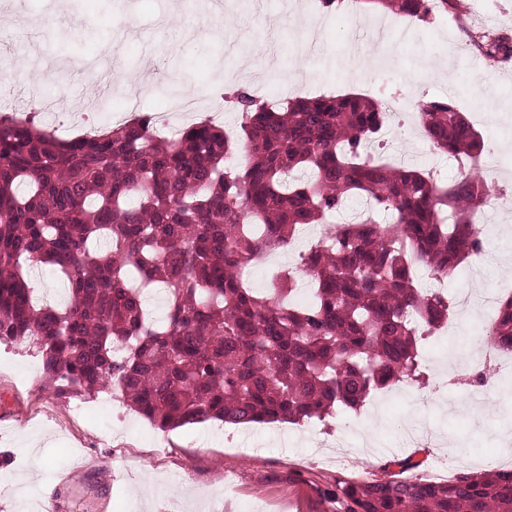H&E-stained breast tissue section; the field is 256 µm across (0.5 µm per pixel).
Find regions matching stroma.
<instances>
[{
  "label": "stroma",
  "instance_id": "obj_1",
  "mask_svg": "<svg viewBox=\"0 0 512 512\" xmlns=\"http://www.w3.org/2000/svg\"><path fill=\"white\" fill-rule=\"evenodd\" d=\"M459 13L423 23L367 10L340 16L320 12L316 0H0V81L17 107L31 93L59 99L37 120L56 126L73 119L111 127L130 92L141 112L171 121L177 88L208 109L235 84L218 79L242 57L259 60L243 76L248 93L269 100L323 94L375 95L385 84L403 115L419 103L444 98L463 112L496 157L490 186L512 192V62L492 65L479 56L471 34L512 30V0H463ZM134 6V24H120ZM110 75L99 92L83 65ZM493 84L503 104L489 113L477 96ZM385 150L402 163L430 169L435 180L457 178V162L437 155L421 129L391 121L381 132ZM484 262L462 263L448 285L492 292L511 280L502 250L512 251V209L484 214ZM312 242L300 233L287 252L256 263L249 284L265 292L269 272L290 268ZM451 323L420 344L432 382H406L374 393L358 413L328 424H272L241 429L216 422L162 432L102 392L71 400L45 388L29 343L0 345V512H159L170 502L181 512H345L336 497L344 481L382 477L385 463L408 458L417 475L487 469L512 433V380L476 405V389L442 386L451 366L471 363L462 339L477 315L449 310Z\"/></svg>",
  "mask_w": 512,
  "mask_h": 512
}]
</instances>
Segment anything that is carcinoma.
Instances as JSON below:
<instances>
[{
    "label": "carcinoma",
    "mask_w": 512,
    "mask_h": 512,
    "mask_svg": "<svg viewBox=\"0 0 512 512\" xmlns=\"http://www.w3.org/2000/svg\"><path fill=\"white\" fill-rule=\"evenodd\" d=\"M352 4L425 22L459 0H321L328 12ZM473 45L489 61L512 60L507 33ZM236 100L243 166L209 121L165 139L137 117L69 140L31 120L0 121V342L31 343L56 396L108 386L167 431L210 420L324 423L389 383H429L420 340L447 323L449 305L418 287L416 272L446 281L483 249L482 136L447 101L419 104L434 149L464 170L439 184L364 153L390 117L381 100L297 97L278 109L246 92ZM352 196L363 212L334 223ZM385 212L392 222L381 225ZM310 224L326 227L298 267L312 301L293 305L297 276L279 269L266 293L254 292L248 267ZM41 265L64 279V307L33 304L29 272ZM135 281L164 289L163 320L148 319ZM490 339L512 353V297ZM337 496L347 512H512V470L359 480Z\"/></svg>",
    "instance_id": "1"
}]
</instances>
